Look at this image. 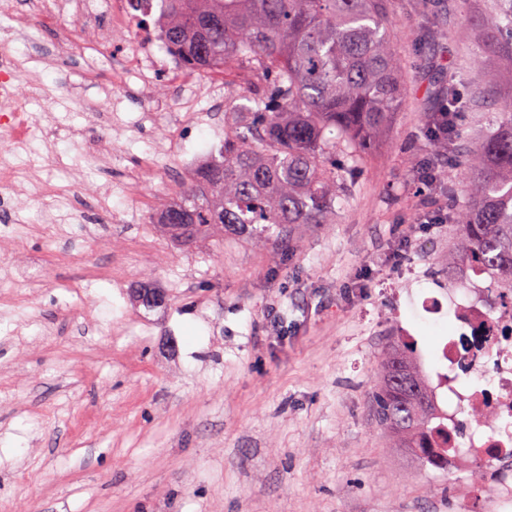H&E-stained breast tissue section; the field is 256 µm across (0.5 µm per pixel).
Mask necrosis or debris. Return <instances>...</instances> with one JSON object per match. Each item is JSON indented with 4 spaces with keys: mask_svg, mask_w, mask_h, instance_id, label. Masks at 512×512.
Instances as JSON below:
<instances>
[{
    "mask_svg": "<svg viewBox=\"0 0 512 512\" xmlns=\"http://www.w3.org/2000/svg\"><path fill=\"white\" fill-rule=\"evenodd\" d=\"M129 0H34L30 12L11 18L12 30L28 33L36 15L46 14L57 22L54 45L67 46L83 57L89 70L113 66L128 79L126 90L138 93L156 80L160 71H176L177 63L163 41L142 34ZM95 27L98 52H88L72 36L71 24ZM14 65L0 56V157L9 160L28 142V130L17 123ZM183 115L166 138L167 150L187 166L201 156L185 141L179 128L203 122L192 90L181 87ZM467 297L456 305V328L439 345L438 358L448 367V467L468 472L483 470L482 481L455 499L453 512H503L512 505V301L489 298L474 271L462 274ZM467 420H460V413Z\"/></svg>",
    "mask_w": 512,
    "mask_h": 512,
    "instance_id": "necrosis-or-debris-1",
    "label": "necrosis or debris"
}]
</instances>
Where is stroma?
<instances>
[{
    "instance_id": "1",
    "label": "stroma",
    "mask_w": 512,
    "mask_h": 512,
    "mask_svg": "<svg viewBox=\"0 0 512 512\" xmlns=\"http://www.w3.org/2000/svg\"><path fill=\"white\" fill-rule=\"evenodd\" d=\"M439 17L454 38L418 40L413 0H393L388 26L407 70L406 100L377 137L331 224L292 225L291 246L225 235L184 250L152 224L187 181L163 154L166 129L128 124L146 98L131 95L120 122H92L93 100L118 77L86 70L60 51L52 20L4 50L22 75L69 94L51 104L17 91L19 111L48 123L47 170L62 196L20 199L0 210L13 237L0 268V512H449L464 475L420 469L374 425V369L390 337L415 341L427 372L439 363L440 321H424V294L449 287L441 274L457 227L426 224L432 202L412 174L433 159L426 116L459 48L484 56L479 79L512 92V61L496 51L487 0H449ZM108 141L116 161L88 150ZM163 170L137 198L126 187L146 156ZM163 290L146 310L133 288Z\"/></svg>"
}]
</instances>
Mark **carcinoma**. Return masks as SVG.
<instances>
[{
    "label": "carcinoma",
    "mask_w": 512,
    "mask_h": 512,
    "mask_svg": "<svg viewBox=\"0 0 512 512\" xmlns=\"http://www.w3.org/2000/svg\"><path fill=\"white\" fill-rule=\"evenodd\" d=\"M131 0L187 66L224 74L219 156L198 166L155 218L189 248L232 231L257 240L288 239L290 224H328L336 200L359 190L355 174L377 135L405 104L400 56L391 48L390 0ZM423 34L448 39L432 5L416 4ZM472 86L474 145L462 146L454 84L440 90L428 119L432 152L468 173L464 202L436 214L457 225L448 268L485 272L488 288L512 295V94L483 121ZM341 157V162L326 161ZM375 425L395 448H413L422 467H440L425 450L448 441V414L416 351L395 336L375 372Z\"/></svg>",
    "instance_id": "obj_1"
}]
</instances>
